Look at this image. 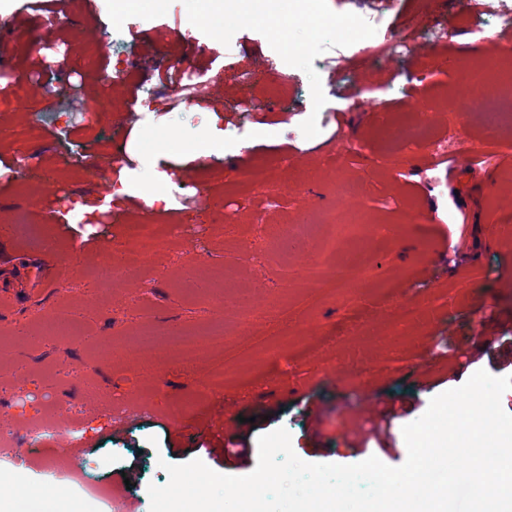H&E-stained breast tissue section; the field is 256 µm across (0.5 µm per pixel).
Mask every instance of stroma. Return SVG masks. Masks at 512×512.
I'll list each match as a JSON object with an SVG mask.
<instances>
[{
    "label": "stroma",
    "mask_w": 512,
    "mask_h": 512,
    "mask_svg": "<svg viewBox=\"0 0 512 512\" xmlns=\"http://www.w3.org/2000/svg\"><path fill=\"white\" fill-rule=\"evenodd\" d=\"M13 0L0 14V47L16 72L47 73L57 103L42 91L18 101L0 74V475L16 491L0 512H43L36 493L47 480L6 462L26 431L16 402L48 401L77 432L43 438L36 459L68 455L74 468L127 499L129 512H150L149 486L165 485V464L203 461L243 476L258 461L259 436L285 428L294 453L310 463L350 465L368 457L397 467L407 458L402 428L431 398L462 385L478 370L512 375V236L499 222L512 210V142L465 161L484 140L479 108L457 99L458 44L470 43L482 63L512 49V27L495 42L475 43L467 15L451 12V41L420 40L413 56L365 61L352 75L336 68L347 47L335 30L309 33L294 23L282 52L278 38L240 18L252 0ZM326 14L358 23L382 15L399 29L415 14L418 29L436 8L415 13L414 0H318ZM65 22L35 30L36 14ZM220 15V34L187 30L197 12ZM184 58L204 86L196 103L177 93L171 61ZM129 59L127 81L112 86L103 70ZM260 71L249 87L236 75ZM364 99H356L358 86ZM253 97L262 112L232 109ZM241 154H178L164 160V193L176 205L148 207L139 197L108 201L121 168L133 166L129 140L156 147L168 131L192 134L206 113ZM420 113L436 137L451 139L455 160L435 163L426 146L406 150L379 133L378 113ZM361 142L359 155L329 151L337 134ZM30 153L19 173L20 153ZM257 171L241 184V170ZM203 193L201 211L182 199L186 186ZM346 184L366 195L340 199ZM87 211L74 220L70 207ZM356 207L389 228L376 243L375 273L392 295L358 287L345 302L322 288L283 284L293 255L276 233L311 223V261L345 269L331 254L315 219L332 207ZM132 223H152L164 245L126 279L104 282L106 260H121ZM264 254L261 265L247 262ZM257 301L258 315L238 327L225 292ZM412 302L417 319L395 324L390 312ZM355 321L316 355L302 353L313 332ZM205 324L224 327V345L192 360L167 339ZM228 373L209 385L216 363Z\"/></svg>",
    "instance_id": "1"
}]
</instances>
